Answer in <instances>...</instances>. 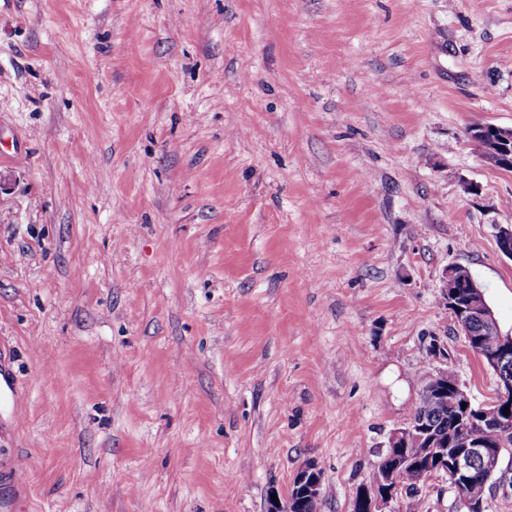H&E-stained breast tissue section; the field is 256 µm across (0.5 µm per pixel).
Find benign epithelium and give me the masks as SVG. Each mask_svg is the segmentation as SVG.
<instances>
[{"label":"benign epithelium","instance_id":"1","mask_svg":"<svg viewBox=\"0 0 512 512\" xmlns=\"http://www.w3.org/2000/svg\"><path fill=\"white\" fill-rule=\"evenodd\" d=\"M473 137L483 140L484 149L480 158L501 168L512 166V127L494 124H480L475 127ZM496 240L501 253L512 259V226L497 228ZM466 289V294L475 295L482 292L481 286L473 274H465L459 266L445 269L441 279V291L455 318L457 326L465 336L471 350L480 356L498 376L499 392L495 402L487 403L478 410H472V401L459 380H454L448 387L430 393L432 401L448 405L454 409L463 408L457 423L460 433L465 435V447L453 451L449 460V469L445 470L448 482L456 493L459 512H484V500L467 494L468 477L475 465H480L490 475L498 470L503 448H489L480 438L470 435L474 425L493 428L501 439L512 435V336L502 333L500 326L489 305L463 306L459 302V288ZM509 414H504V409ZM410 441L426 448H445L447 444L439 440L433 429L427 424L404 422L395 428L389 436L387 454L394 459L388 468L374 469L370 486L361 489V501L366 512H382V506L396 500L403 489L400 470L407 465V460L399 456V449ZM292 489L301 493L320 495V480L311 466L306 465L297 472Z\"/></svg>","mask_w":512,"mask_h":512}]
</instances>
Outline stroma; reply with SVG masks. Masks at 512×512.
I'll return each mask as SVG.
<instances>
[{"mask_svg":"<svg viewBox=\"0 0 512 512\" xmlns=\"http://www.w3.org/2000/svg\"><path fill=\"white\" fill-rule=\"evenodd\" d=\"M512 0H0V496L354 512L421 368L512 334ZM476 132L472 133L473 137L483 140L484 149H480V142L471 140L480 158L494 166L497 164L501 168L512 166V127H502L494 124H479L472 128ZM459 287L466 289L468 295L482 293L483 290L470 271L467 275L458 265L446 268L440 288L448 309L465 336L469 348L494 370L499 379L496 401L474 411L481 426L485 427L483 431H479L483 438L492 445H498L495 430L503 440L512 434V336L502 333L488 304L477 306L483 304L486 298L471 296L469 302L475 306L461 305ZM505 407H508L509 415L504 414ZM313 475L310 477V475ZM302 487V488H301ZM301 488L300 493H313L317 497L320 495V480L317 478L316 473L313 468L308 464L301 468L300 471L297 472L292 487L288 496V500L285 503L279 501L275 503L273 509L270 512H291V509H297L299 505L298 500V490ZM294 489V493L292 495V490ZM296 512H318L319 510V499L313 498L308 500L303 507L298 508Z\"/></svg>","mask_w":512,"mask_h":512,"instance_id":"stroma-1","label":"stroma"}]
</instances>
